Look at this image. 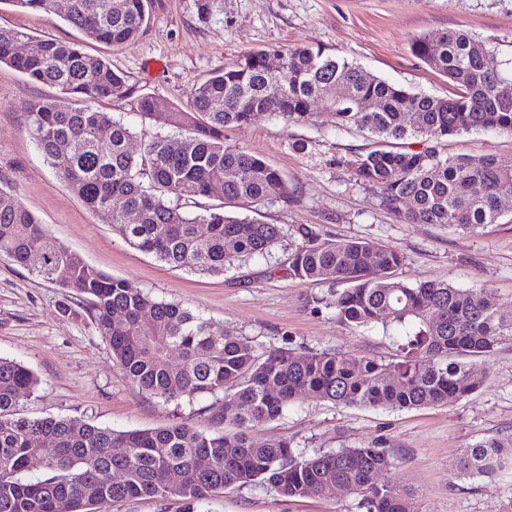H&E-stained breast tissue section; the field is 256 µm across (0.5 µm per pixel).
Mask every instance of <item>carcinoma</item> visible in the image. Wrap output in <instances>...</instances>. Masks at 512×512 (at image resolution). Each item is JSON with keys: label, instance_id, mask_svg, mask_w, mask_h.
Here are the masks:
<instances>
[{"label": "carcinoma", "instance_id": "1", "mask_svg": "<svg viewBox=\"0 0 512 512\" xmlns=\"http://www.w3.org/2000/svg\"><path fill=\"white\" fill-rule=\"evenodd\" d=\"M64 19L111 45L134 40L149 15L146 0H69ZM26 41L35 51L22 53ZM411 50L448 78L453 93H414L320 48L259 49L193 85L190 109L164 106L153 95L132 97L125 78L106 60L74 44L36 39L0 27V63L57 87L62 97L25 107L38 148L84 206L130 246L172 268L218 275L236 263L267 256L285 237L298 240L288 256L291 279L340 284L307 298L316 312L355 329L382 326L392 336V361L340 354L296 355L226 336L178 303L157 300L128 280L90 266L50 234L10 190L0 186V256L27 267L31 255L43 281L87 302L88 314L115 360L138 389L181 404L209 396L204 427L186 422L116 431L64 418L31 419L21 400L38 385L20 363L0 358V512H97L133 498L176 497L202 504L236 487L266 486L288 498L351 495L357 512H406L408 492L389 478L395 467L383 448L360 446L306 455L288 441L254 444L251 432L308 396L335 405L412 409L446 405L476 393L487 362L512 344V311L498 309L485 288L394 278L403 256L363 240H334L316 226L267 224L239 217L288 197L283 174L264 159L224 141V129L263 113L307 125L311 104L326 103L340 130L371 134V146L345 161L356 180L376 189L406 224H441L476 233L502 216L512 196V168L482 153L451 156L450 137L471 132L512 134V59L463 30L421 35ZM280 60L274 72L268 58ZM341 96H336L337 92ZM131 99L142 119L158 124L139 152L134 132L93 103ZM107 127L112 138L101 141ZM410 140L416 147L393 146ZM224 188V201L201 212L187 204ZM135 209L139 221L129 223ZM57 449L47 475L25 478L41 443ZM123 448L125 453L113 454ZM208 469L174 484L173 471L201 456ZM461 478L512 472V448L496 439L464 450Z\"/></svg>", "mask_w": 512, "mask_h": 512}]
</instances>
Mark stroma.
<instances>
[{
  "label": "stroma",
  "mask_w": 512,
  "mask_h": 512,
  "mask_svg": "<svg viewBox=\"0 0 512 512\" xmlns=\"http://www.w3.org/2000/svg\"><path fill=\"white\" fill-rule=\"evenodd\" d=\"M66 10L65 0L54 11L39 13L0 0V27L78 44L122 73L134 95L151 94L183 108L193 84L244 52L271 46L319 47L407 90L434 96L448 94V81L413 55L414 37L463 29L489 40L504 58L512 57V0H215L204 21L194 0H151L147 25L137 39L119 46L89 39L64 20ZM59 96L57 88L0 64V184L51 236L90 266L129 280L156 299L182 304L225 335L297 354L391 359L393 346L382 331L354 330L306 307L309 295L326 293L329 285L283 276L294 238L221 275L172 268L127 244L57 175L25 124L26 104ZM312 110L307 126L261 114L224 133L228 144L265 159L286 179L287 199L259 208L258 220L314 224L332 239L395 247L403 255L398 279L488 288L498 308L512 310V198L501 203L502 223L477 234L403 223L345 164L367 140L338 130L333 112L322 103ZM446 150L490 154L512 167L510 134H462L449 138ZM63 298L62 288L0 257V357L24 364L38 379L20 407L23 416L115 430L200 424L206 399L166 403L139 390L113 360L80 299L72 300L68 315L61 311ZM488 371L478 392L443 406L390 410L308 397L282 418L255 428L252 438L260 444L287 440L309 452L373 443L397 458L394 479L411 494L410 512H501L512 495V478L455 475L465 448L487 439L512 441V345L497 351ZM196 512H355V506L342 492L288 499L247 486L224 490Z\"/></svg>",
  "instance_id": "stroma-1"
}]
</instances>
